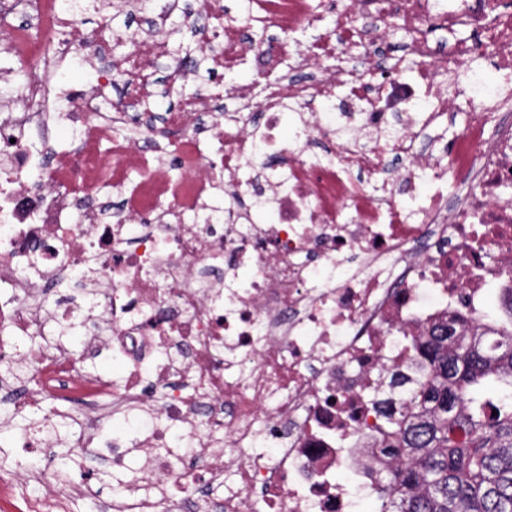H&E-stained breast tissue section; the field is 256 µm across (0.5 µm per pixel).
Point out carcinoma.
Masks as SVG:
<instances>
[{"label":"carcinoma","instance_id":"carcinoma-1","mask_svg":"<svg viewBox=\"0 0 512 512\" xmlns=\"http://www.w3.org/2000/svg\"><path fill=\"white\" fill-rule=\"evenodd\" d=\"M69 12L100 10V0H66ZM166 53L197 80L177 88L194 96L209 72L191 44L166 41ZM508 324L494 335L482 314L452 313L427 336L409 337L419 373L401 411L383 412L380 443L393 459L370 512H512V289L498 297Z\"/></svg>","mask_w":512,"mask_h":512}]
</instances>
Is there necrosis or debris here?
<instances>
[{"instance_id":"1","label":"necrosis or debris","mask_w":512,"mask_h":512,"mask_svg":"<svg viewBox=\"0 0 512 512\" xmlns=\"http://www.w3.org/2000/svg\"><path fill=\"white\" fill-rule=\"evenodd\" d=\"M15 2L0 0V51L40 74L18 111L0 113V359L23 361L33 384L11 407L81 397L70 447L117 469L143 456L142 480L164 494L129 489L112 512H211L205 494L218 490L224 512H354L391 464L375 397L386 371L407 370L405 337L512 288V0H337L335 27L290 75L222 23V0H197L202 41L220 40L226 68L251 63L263 91L234 86L219 112L207 88L165 126L135 128L106 96L113 67L80 91L47 81L65 59L96 58L101 32L57 0H37L33 27L12 24ZM325 2L248 0L243 19L276 32L278 49L320 28ZM393 30L398 57L385 52ZM478 58L500 75L491 103L456 82ZM338 85L347 102L324 116ZM462 105L473 116L452 147L421 151ZM60 123L76 146L52 141ZM423 172L435 189L405 210L398 188ZM265 186L266 208L244 204ZM72 323L125 374L86 373L60 336ZM130 413L149 425L108 437ZM174 427L191 434L190 462L169 445Z\"/></svg>"}]
</instances>
